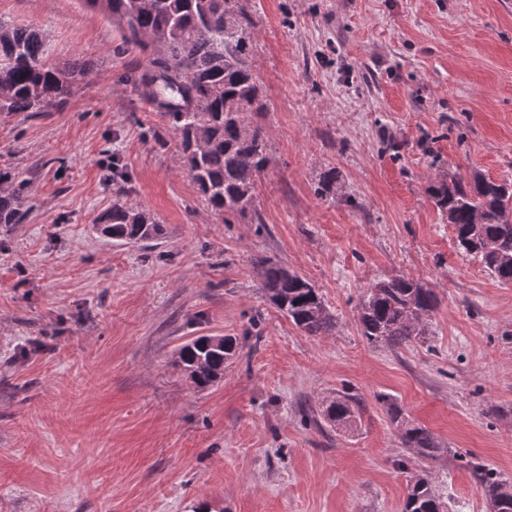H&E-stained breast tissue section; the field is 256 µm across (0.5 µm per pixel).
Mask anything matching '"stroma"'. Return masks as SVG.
<instances>
[{"label":"stroma","mask_w":512,"mask_h":512,"mask_svg":"<svg viewBox=\"0 0 512 512\" xmlns=\"http://www.w3.org/2000/svg\"><path fill=\"white\" fill-rule=\"evenodd\" d=\"M250 5L270 164L260 223L225 224L178 131L125 82L142 58L116 54V23L82 0H0V20L47 32V64L93 66L65 107L0 112V169L32 188L26 223L0 230V512H400L385 395L447 443L427 469L452 512H489L473 465L512 478V284L458 249L427 192L476 172L512 182V0ZM114 160L157 244L94 232ZM263 259L319 289L334 335L267 300ZM394 275L439 299L431 336L396 352L357 321ZM201 335L239 343L203 391L174 363ZM339 390L362 401L355 432L318 416Z\"/></svg>","instance_id":"stroma-1"}]
</instances>
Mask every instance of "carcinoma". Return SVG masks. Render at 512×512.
<instances>
[{
    "mask_svg": "<svg viewBox=\"0 0 512 512\" xmlns=\"http://www.w3.org/2000/svg\"><path fill=\"white\" fill-rule=\"evenodd\" d=\"M123 30L118 52H142L146 62L126 76L139 96L180 132L181 160L207 205L224 223L251 214L261 221L254 191L270 159L267 132L256 120L268 104L250 63L255 21L247 0H83ZM47 33L0 21V112H46L73 94L90 65L52 67L44 61ZM29 182L0 170V228L26 222ZM430 197L453 226L458 248L480 258L498 282L512 284V184L478 175L470 183L439 179ZM96 233L117 245H144L162 235L155 214L119 199L104 212ZM268 300L308 336L336 332L338 321L309 279L288 267L260 263ZM436 292L403 275L367 288L358 306L361 334L374 346L400 349L430 335ZM239 346L232 336H197L177 352L181 371L197 389L224 378ZM381 401L397 424L402 447L420 461H437L448 448L431 431L406 419L389 396ZM357 396L346 391L323 402L330 427L347 431L361 417ZM495 512H512V479L475 466ZM402 512H449L425 469L413 474Z\"/></svg>",
    "mask_w": 512,
    "mask_h": 512,
    "instance_id": "1",
    "label": "carcinoma"
}]
</instances>
